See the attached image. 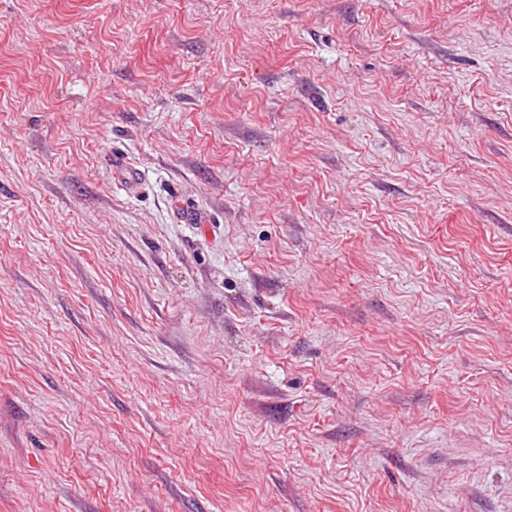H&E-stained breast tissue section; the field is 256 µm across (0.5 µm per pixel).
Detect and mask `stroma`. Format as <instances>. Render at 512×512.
<instances>
[{
    "mask_svg": "<svg viewBox=\"0 0 512 512\" xmlns=\"http://www.w3.org/2000/svg\"><path fill=\"white\" fill-rule=\"evenodd\" d=\"M0 512H512V0H0ZM112 171L116 181L127 189H134L138 186L139 177L136 170L122 157L112 153Z\"/></svg>",
    "mask_w": 512,
    "mask_h": 512,
    "instance_id": "stroma-1",
    "label": "stroma"
}]
</instances>
